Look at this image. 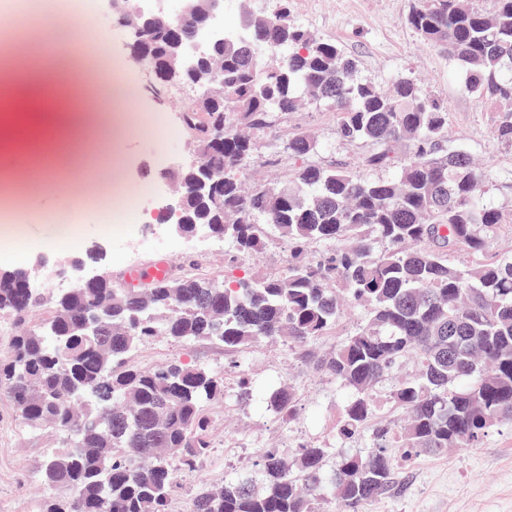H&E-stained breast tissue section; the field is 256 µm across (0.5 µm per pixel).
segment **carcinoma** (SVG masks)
<instances>
[{
    "label": "carcinoma",
    "instance_id": "carcinoma-1",
    "mask_svg": "<svg viewBox=\"0 0 512 512\" xmlns=\"http://www.w3.org/2000/svg\"><path fill=\"white\" fill-rule=\"evenodd\" d=\"M174 22L194 27L190 18L138 19L139 54L170 55L164 33ZM407 22L448 54L463 91L495 104L493 142L512 148V0L488 8L417 0ZM356 70L336 41L295 25L283 0L224 32L222 46L207 44L194 68L169 82L194 91L183 124L199 159L222 177L207 195L196 190V170L181 171L184 205L170 221L209 225L243 258L261 253L269 227L291 245L281 273L221 282L184 273L147 289L108 279L47 299L28 292L17 269L0 268V317L22 322L51 309L0 359V389L18 420L53 428L63 448L42 468L62 493L46 512H169L180 475L209 453L208 407L224 398V377L180 359L140 367L135 353L157 336L229 349L285 338L307 350L338 330L347 308L362 311L317 369L345 395L337 437L370 429V447L331 469L335 449L322 444L291 458L267 448L257 477L200 488L190 512H361L390 488L398 454L475 448L490 427L512 424V255L483 257L503 219L488 197L493 170L448 147L444 102L408 79L383 92ZM304 93L336 114L339 139L379 150L359 170L310 164L320 142L301 130L288 138V153L303 161L289 181L244 190L249 131L300 111ZM403 142L410 154L392 175L364 173L390 166ZM318 243L336 247L314 254ZM459 250L477 260L453 264L448 254ZM409 361L416 372L390 394L407 416L395 434L374 422V392ZM240 387L279 419H297L291 387Z\"/></svg>",
    "mask_w": 512,
    "mask_h": 512
}]
</instances>
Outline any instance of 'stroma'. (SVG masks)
<instances>
[{
	"mask_svg": "<svg viewBox=\"0 0 512 512\" xmlns=\"http://www.w3.org/2000/svg\"><path fill=\"white\" fill-rule=\"evenodd\" d=\"M413 5L414 0H290L293 22L333 39L352 54L359 79L388 91L403 75L445 102L450 145L467 148L477 160H492L497 178L491 196L504 212H511L512 149L492 141L494 107L463 92L455 64L407 24ZM114 12V0H90L88 25L73 30L62 25L54 31L53 40L61 49L95 42L108 64L116 67V75L98 77L97 93L61 105L47 95L37 100L17 93L0 97V168L31 169L34 161L24 146L38 138L45 143L44 162L65 156L79 159L78 165L57 168L33 182L32 202L12 222L13 241L0 244V267L43 261L51 268H66L79 258L87 269L102 267L115 275L121 270L119 250L147 248L170 256L177 271L195 261L200 272L223 276L234 268L223 239L204 233L188 239L160 219L162 207L174 200L173 170L193 158L180 122L183 99L172 89H154L148 70L130 57L127 34L114 24ZM38 111L69 112L78 120L99 114L107 124L97 137H63L52 125L29 124V116ZM292 129L317 136L322 145L312 157L317 164L336 161L354 167L375 151L370 144L340 140L332 112L312 99L302 111L278 118L270 131L256 133L250 183H273L291 173L294 161L287 133ZM101 180L122 186L124 221L141 227V239L122 243L104 231L112 219V204L96 197ZM72 224L78 226V236L70 238V246H59ZM173 359L193 360L223 373L224 398L212 408V448L197 471L184 478L171 512H189L202 486L257 474L265 448L273 446L290 456L312 442L348 450V443L337 440L333 431L344 402L342 392L287 341L229 350L208 340L159 338L136 356L144 368ZM243 378L257 388L279 380L289 383L299 402L298 420L288 425L256 402L240 401L238 383ZM54 437V430L22 425L7 391L0 389V512H44L57 497V490L42 477ZM394 478L392 489L367 502L362 512H512V424L489 428L477 448L396 458Z\"/></svg>",
	"mask_w": 512,
	"mask_h": 512,
	"instance_id": "stroma-1",
	"label": "stroma"
}]
</instances>
